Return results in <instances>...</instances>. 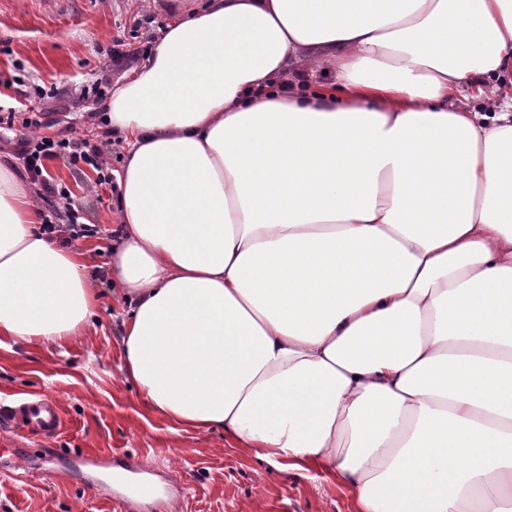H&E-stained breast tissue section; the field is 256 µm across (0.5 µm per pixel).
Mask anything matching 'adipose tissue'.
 I'll list each match as a JSON object with an SVG mask.
<instances>
[{"label":"adipose tissue","mask_w":512,"mask_h":512,"mask_svg":"<svg viewBox=\"0 0 512 512\" xmlns=\"http://www.w3.org/2000/svg\"><path fill=\"white\" fill-rule=\"evenodd\" d=\"M105 108L147 413L355 512H512V0H208ZM41 213L0 167V340L61 348L98 288Z\"/></svg>","instance_id":"obj_1"}]
</instances>
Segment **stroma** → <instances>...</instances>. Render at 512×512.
Wrapping results in <instances>:
<instances>
[{
	"mask_svg": "<svg viewBox=\"0 0 512 512\" xmlns=\"http://www.w3.org/2000/svg\"><path fill=\"white\" fill-rule=\"evenodd\" d=\"M206 0H0V93L19 76L31 85L21 109L42 115L48 134L71 129L100 143L99 120L81 92L93 84L111 91L130 72V61L112 59V42L137 29L141 42L156 44L173 10ZM49 174L70 187L75 207L97 236L90 271L101 291L99 321L85 336L62 348L35 349L0 342V412L38 393L56 397L63 426L52 438H28L16 449L10 471H0V512H126L105 498L77 459L102 454L121 463L151 461L158 474L184 487L179 512H353L352 493L333 487L323 474L282 470L229 447L217 432L177 431L146 414L120 372L119 321L108 278L115 222L111 193H103L92 171L60 159ZM57 475L44 476L47 463Z\"/></svg>",
	"mask_w": 512,
	"mask_h": 512,
	"instance_id": "stroma-1",
	"label": "stroma"
}]
</instances>
